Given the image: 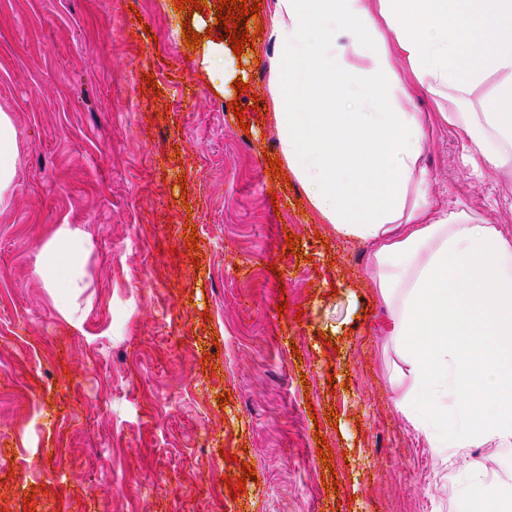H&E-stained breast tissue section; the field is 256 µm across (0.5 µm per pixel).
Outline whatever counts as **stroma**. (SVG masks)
<instances>
[{"label": "stroma", "instance_id": "1", "mask_svg": "<svg viewBox=\"0 0 512 512\" xmlns=\"http://www.w3.org/2000/svg\"><path fill=\"white\" fill-rule=\"evenodd\" d=\"M255 1L239 95L215 92L185 46L178 0H0V111L18 152L0 207V512L512 501V458L429 447L397 409L370 245L273 173L272 0L242 3ZM465 146L434 125L436 209L512 231V177L473 174ZM64 224L93 242L77 322L34 273Z\"/></svg>", "mask_w": 512, "mask_h": 512}]
</instances>
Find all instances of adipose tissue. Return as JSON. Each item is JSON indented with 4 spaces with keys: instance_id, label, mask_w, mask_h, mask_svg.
I'll list each match as a JSON object with an SVG mask.
<instances>
[{
    "instance_id": "adipose-tissue-1",
    "label": "adipose tissue",
    "mask_w": 512,
    "mask_h": 512,
    "mask_svg": "<svg viewBox=\"0 0 512 512\" xmlns=\"http://www.w3.org/2000/svg\"><path fill=\"white\" fill-rule=\"evenodd\" d=\"M268 38L285 167L339 236L372 245L407 366L394 380L399 409L430 447L512 454V235L463 209H433L425 121L406 107L408 85L425 87L467 138L473 170L512 176V0H273ZM16 137L0 112V206ZM92 248L64 225L35 263L74 322Z\"/></svg>"
}]
</instances>
